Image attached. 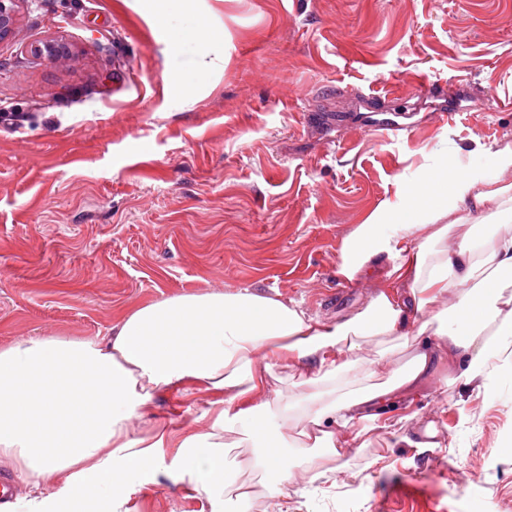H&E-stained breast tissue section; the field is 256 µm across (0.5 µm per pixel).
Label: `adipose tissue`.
<instances>
[{"label": "adipose tissue", "instance_id": "adipose-tissue-1", "mask_svg": "<svg viewBox=\"0 0 512 512\" xmlns=\"http://www.w3.org/2000/svg\"><path fill=\"white\" fill-rule=\"evenodd\" d=\"M493 174L447 165L399 184L397 202L369 215L347 239L337 268L352 279L371 265L387 268L388 291L343 322L306 314L298 304L248 288L196 291L141 305L109 335L85 340L30 336L0 347V460L12 462L32 489L27 512H95L83 490L96 487L110 512H126L130 498L160 475L188 481L211 512H247L251 493L236 483L225 453L230 434L249 436L255 461L271 476V498L286 497L299 439L311 441L308 470L358 438L357 423L373 421L394 392L411 388L433 360L459 361L458 379L495 390L512 374V232L491 246L454 238L466 212L499 209L511 191L499 178L512 173V146L497 149ZM452 296L433 314V341L392 379L352 387L356 341L402 338L410 319ZM498 321L496 340L484 329ZM292 367L293 386L305 388L308 425L288 435L283 417L254 396L265 372ZM188 384L223 393L207 432L180 440L162 428L134 431L154 396ZM176 442L171 458L162 454ZM47 448L44 456L36 448ZM61 483V493L50 487Z\"/></svg>", "mask_w": 512, "mask_h": 512}]
</instances>
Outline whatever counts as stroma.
Listing matches in <instances>:
<instances>
[{"mask_svg":"<svg viewBox=\"0 0 512 512\" xmlns=\"http://www.w3.org/2000/svg\"><path fill=\"white\" fill-rule=\"evenodd\" d=\"M223 35L224 69L199 73L198 47L172 44L122 0H22L0 40V346L21 337L108 335L144 303L250 288L345 322L382 291L384 267L348 280L341 247L396 201L398 181L449 155L485 168L512 145V0H198ZM67 44L57 62L31 46ZM194 91L183 100L167 79ZM433 85L421 91L415 78ZM476 112L441 115L457 101ZM401 124L390 139L379 120ZM368 339L379 380L421 342ZM290 369L264 375L257 401L290 418ZM456 371L434 367L288 495L248 512H512V376L489 397L462 398ZM215 397L157 394L146 426L206 432ZM443 427L435 458L412 439ZM129 512H210L187 482L147 485Z\"/></svg>","mask_w":512,"mask_h":512,"instance_id":"obj_1","label":"stroma"}]
</instances>
